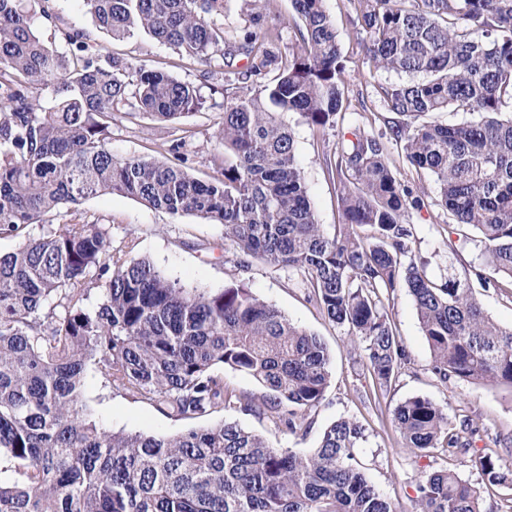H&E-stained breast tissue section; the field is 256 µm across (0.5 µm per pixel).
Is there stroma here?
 Here are the masks:
<instances>
[{
	"instance_id": "35a3bbf8",
	"label": "stroma",
	"mask_w": 512,
	"mask_h": 512,
	"mask_svg": "<svg viewBox=\"0 0 512 512\" xmlns=\"http://www.w3.org/2000/svg\"><path fill=\"white\" fill-rule=\"evenodd\" d=\"M30 8L35 12L51 10L58 18L59 27L83 32L101 54L146 64L192 85L205 99V109L174 123L132 119L114 113L110 146L113 155L119 158L143 156L163 160L170 157L174 139L188 129L194 134L188 149V171L200 179L211 174L210 158L220 149L215 132L221 120L224 94L246 91L253 86L243 76V60H235L233 66L225 69L186 65L180 62L174 49L147 34L112 39L98 27L82 0H30ZM325 8L342 46L344 108L337 114L335 126L322 132L312 130L297 113L287 112L282 116L294 134L304 183L319 224L332 234L342 222L337 185L328 177L326 158L334 154L353 128L361 127L384 141L396 177L424 201L421 210L410 211L407 221L413 227L412 252L421 258L426 276L440 284L455 269L485 268L481 236L472 227L451 223L446 208L438 200L434 176L411 165L400 145L390 137L391 127L400 123L401 117L385 111L380 88L397 81L398 76L370 67L357 0H325ZM262 23L277 28L280 33L272 47L276 56L284 58L295 50L297 25L290 0H271L263 12ZM80 209L88 220L109 230L113 243L136 237L137 256L149 259L170 280L205 291L235 285L248 288L293 323L320 336L333 357L330 384L322 403L310 411L312 425L303 438L291 435L283 424L269 416L230 409L199 421L171 417L152 403L113 389L97 369L91 368L86 374L84 399L92 407L97 424L116 432L173 435L198 424L207 426L227 420L263 436L274 447L305 453L318 445L323 430L332 422L352 418L365 429L358 455L364 471L397 512H411L418 484L427 474L446 468L479 488L482 512H512V486L486 487L481 472L472 463L473 454L497 449L500 439L512 438V388L490 383L438 381L432 373L431 352L406 289L399 288L386 295L384 304L394 321L407 361L391 387L377 393L346 330L330 323L314 302L308 300L304 276L258 258L242 259L225 239L223 225L194 215L173 216L120 194L89 198ZM414 396L429 398L443 408L449 425L470 417L478 429L473 453L451 455L438 448L429 457L419 458L404 448L393 424V411Z\"/></svg>"
}]
</instances>
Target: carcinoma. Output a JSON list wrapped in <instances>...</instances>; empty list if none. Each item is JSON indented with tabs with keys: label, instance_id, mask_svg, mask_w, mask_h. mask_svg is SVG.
<instances>
[{
	"label": "carcinoma",
	"instance_id": "carcinoma-1",
	"mask_svg": "<svg viewBox=\"0 0 512 512\" xmlns=\"http://www.w3.org/2000/svg\"><path fill=\"white\" fill-rule=\"evenodd\" d=\"M114 40L145 32L189 64L230 66L260 76L277 34L261 26L269 0H252L253 28L231 41L211 17L223 0H82ZM297 50L256 93L224 99L212 175L174 160L119 159L108 147L112 113L174 122L203 108L187 83L125 58L103 56L80 31L62 30L59 52L37 34L24 0H0V235L29 224L46 234L0 253V512H394L357 458L359 422L341 418L306 452L275 448L235 422L165 436L100 427L83 399L96 365L112 387L165 414L196 419L227 407L267 414L294 435L325 396L331 355L321 337L244 287L186 288L136 257L129 238L113 246L78 206L118 193L171 215L224 225L245 258L301 272L322 314L362 345L373 390L396 380L405 352L382 297L404 287L433 357L432 373L512 387V326L483 310L477 280L512 295V0H358L366 52L377 69L405 74L381 88L386 111L416 119L463 111L462 124L392 130L409 162L430 171L456 224L476 229L497 277L464 267L437 284L409 252V211L421 197L393 174L386 146L356 128L328 175L339 181L343 227L318 224L292 130L296 112L311 128L336 122L345 66L324 0H290ZM49 91L45 100L41 91ZM367 226L372 236L354 231ZM97 299H91L92 289ZM252 375L266 389L237 394L215 371ZM393 419L404 447L467 452L470 419L448 429L444 409L415 396ZM506 454L475 457L486 482L512 481ZM414 512H482L479 490L448 469L418 487Z\"/></svg>",
	"mask_w": 512,
	"mask_h": 512
}]
</instances>
